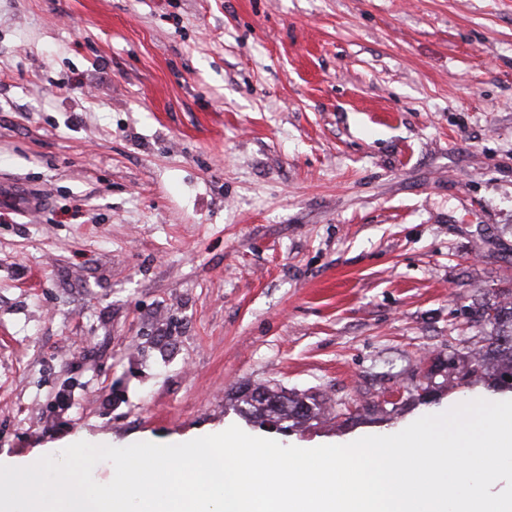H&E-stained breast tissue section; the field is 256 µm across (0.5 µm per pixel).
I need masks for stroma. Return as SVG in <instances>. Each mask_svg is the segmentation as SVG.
Here are the masks:
<instances>
[{
  "label": "stroma",
  "instance_id": "stroma-1",
  "mask_svg": "<svg viewBox=\"0 0 512 512\" xmlns=\"http://www.w3.org/2000/svg\"><path fill=\"white\" fill-rule=\"evenodd\" d=\"M0 184L2 458L512 399V0H0ZM480 319H486L494 328L488 337L491 352L499 358L497 389H512V307H498L493 310H481ZM484 363L480 358H472L469 361H461L456 354L448 359V371L458 374L459 379L463 381L481 377ZM265 396L247 395L244 402L249 406L252 413L274 415L277 418L290 417L293 415L304 417L311 411L315 403L304 404L299 399H292L282 392H277L271 388L264 389Z\"/></svg>",
  "mask_w": 512,
  "mask_h": 512
}]
</instances>
